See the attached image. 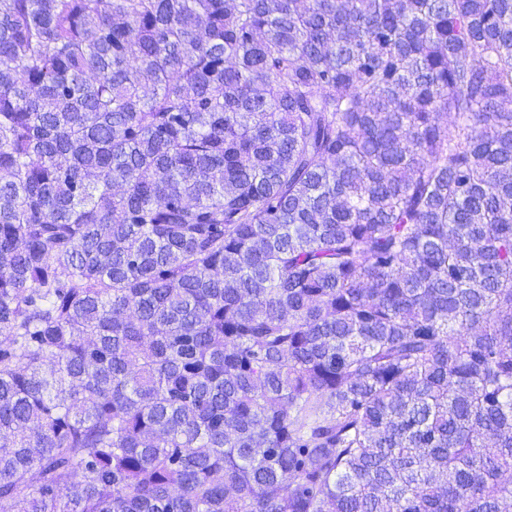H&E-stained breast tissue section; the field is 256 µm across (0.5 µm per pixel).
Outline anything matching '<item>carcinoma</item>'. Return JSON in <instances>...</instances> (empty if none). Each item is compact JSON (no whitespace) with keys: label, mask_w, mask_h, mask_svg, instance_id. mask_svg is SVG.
<instances>
[{"label":"carcinoma","mask_w":512,"mask_h":512,"mask_svg":"<svg viewBox=\"0 0 512 512\" xmlns=\"http://www.w3.org/2000/svg\"><path fill=\"white\" fill-rule=\"evenodd\" d=\"M0 512H512V0H0Z\"/></svg>","instance_id":"cac0c4a2"}]
</instances>
